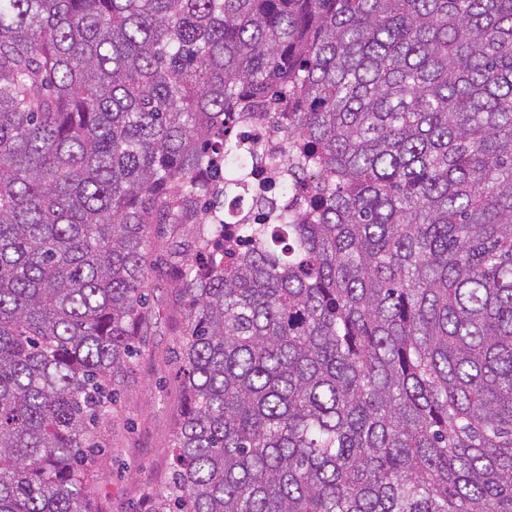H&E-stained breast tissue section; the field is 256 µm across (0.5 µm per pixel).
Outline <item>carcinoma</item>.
Masks as SVG:
<instances>
[{"label":"carcinoma","mask_w":512,"mask_h":512,"mask_svg":"<svg viewBox=\"0 0 512 512\" xmlns=\"http://www.w3.org/2000/svg\"><path fill=\"white\" fill-rule=\"evenodd\" d=\"M154 224L151 512H512V0H0V512H92Z\"/></svg>","instance_id":"1"}]
</instances>
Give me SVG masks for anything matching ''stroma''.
<instances>
[{
	"mask_svg": "<svg viewBox=\"0 0 512 512\" xmlns=\"http://www.w3.org/2000/svg\"><path fill=\"white\" fill-rule=\"evenodd\" d=\"M150 260L142 342L119 378L105 448L90 486L97 512H142L149 496L170 481L175 421L184 406L175 357L183 324L164 251L153 248Z\"/></svg>",
	"mask_w": 512,
	"mask_h": 512,
	"instance_id": "obj_1",
	"label": "stroma"
}]
</instances>
